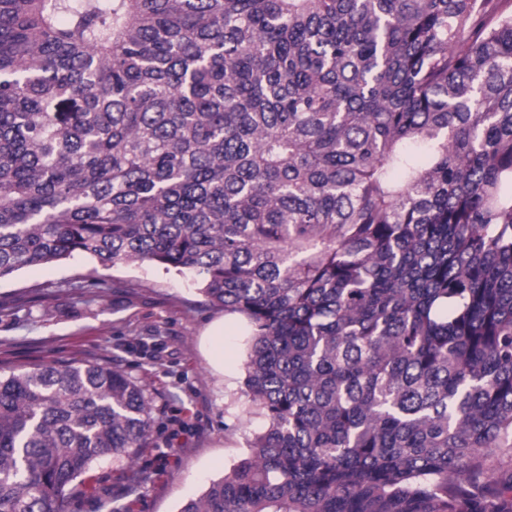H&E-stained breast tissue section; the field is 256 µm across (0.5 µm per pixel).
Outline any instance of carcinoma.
Wrapping results in <instances>:
<instances>
[{"label":"carcinoma","instance_id":"cac0c4a2","mask_svg":"<svg viewBox=\"0 0 512 512\" xmlns=\"http://www.w3.org/2000/svg\"><path fill=\"white\" fill-rule=\"evenodd\" d=\"M75 256L245 321L264 426L180 512H512V0H0V278ZM152 426L0 374V512Z\"/></svg>","mask_w":512,"mask_h":512}]
</instances>
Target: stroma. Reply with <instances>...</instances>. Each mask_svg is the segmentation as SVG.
Masks as SVG:
<instances>
[{
	"instance_id": "35a3bbf8",
	"label": "stroma",
	"mask_w": 512,
	"mask_h": 512,
	"mask_svg": "<svg viewBox=\"0 0 512 512\" xmlns=\"http://www.w3.org/2000/svg\"><path fill=\"white\" fill-rule=\"evenodd\" d=\"M89 260L0 279V372L38 363H105L142 384L153 407L148 447L93 463L63 512H179L239 460L263 426L242 393L246 338L237 317L207 308L190 283L119 265L93 284ZM161 340L159 361L143 346Z\"/></svg>"
}]
</instances>
